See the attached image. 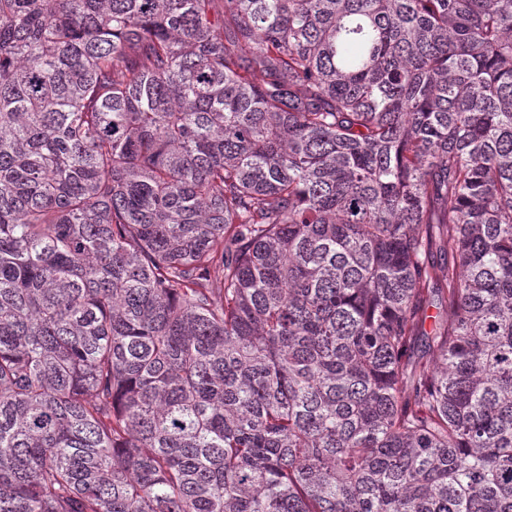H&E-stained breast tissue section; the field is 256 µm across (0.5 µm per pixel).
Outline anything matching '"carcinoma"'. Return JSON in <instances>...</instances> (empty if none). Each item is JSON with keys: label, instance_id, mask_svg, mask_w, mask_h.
Instances as JSON below:
<instances>
[{"label": "carcinoma", "instance_id": "obj_1", "mask_svg": "<svg viewBox=\"0 0 512 512\" xmlns=\"http://www.w3.org/2000/svg\"><path fill=\"white\" fill-rule=\"evenodd\" d=\"M0 512H512V0H0Z\"/></svg>", "mask_w": 512, "mask_h": 512}]
</instances>
